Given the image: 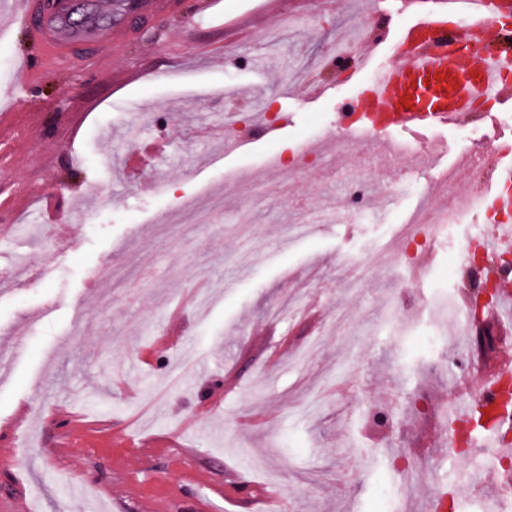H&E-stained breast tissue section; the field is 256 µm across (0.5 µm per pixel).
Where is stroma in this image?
<instances>
[{
  "mask_svg": "<svg viewBox=\"0 0 512 512\" xmlns=\"http://www.w3.org/2000/svg\"><path fill=\"white\" fill-rule=\"evenodd\" d=\"M157 27L114 40L96 63L49 71L0 130V347L22 337L23 357L0 359V501L13 512H263L225 491L226 470L278 483L291 512H383L377 484L430 512L448 440L445 404L475 387L468 376L426 374L436 360L423 303L468 299L465 281L424 289L415 303L399 203L348 215L350 186L374 193L379 169L350 150L333 177L323 144L358 79H340L324 54L360 24L372 64L409 20L396 0H224V28L179 0ZM193 31L194 42L184 34ZM36 49L0 32V107ZM324 93L310 98L307 78ZM237 111L277 115L275 138L225 155L199 124ZM79 115L76 135L65 116ZM479 150L512 138V99L474 123ZM456 126L436 127L406 177L431 183L455 169ZM319 160L286 179L267 157L285 145ZM111 158V167L100 161ZM179 181L178 193L144 192ZM57 191L67 223L39 226L13 196ZM390 412L387 432L369 420Z\"/></svg>",
  "mask_w": 512,
  "mask_h": 512,
  "instance_id": "1",
  "label": "stroma"
}]
</instances>
